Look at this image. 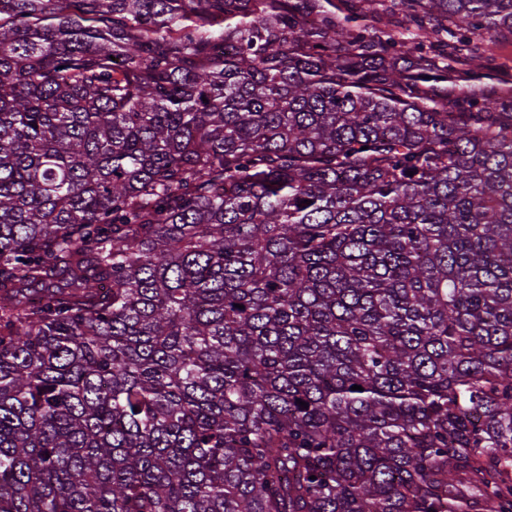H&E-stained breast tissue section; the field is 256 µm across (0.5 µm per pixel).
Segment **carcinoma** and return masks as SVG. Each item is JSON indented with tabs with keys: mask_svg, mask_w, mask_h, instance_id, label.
Listing matches in <instances>:
<instances>
[{
	"mask_svg": "<svg viewBox=\"0 0 512 512\" xmlns=\"http://www.w3.org/2000/svg\"><path fill=\"white\" fill-rule=\"evenodd\" d=\"M307 2L0 0V512H512V0ZM498 47L496 54L498 57L499 71L495 80L483 78L482 81L488 85H500L499 79H502L503 73L508 79L507 87L512 85V36H497Z\"/></svg>",
	"mask_w": 512,
	"mask_h": 512,
	"instance_id": "obj_1",
	"label": "carcinoma"
}]
</instances>
